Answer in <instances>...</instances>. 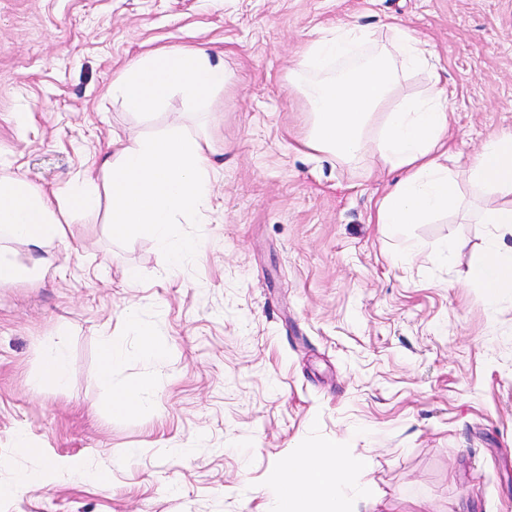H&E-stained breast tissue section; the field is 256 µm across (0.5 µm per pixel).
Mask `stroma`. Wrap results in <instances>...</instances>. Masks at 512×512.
I'll list each match as a JSON object with an SVG mask.
<instances>
[{"label":"stroma","instance_id":"35a3bbf8","mask_svg":"<svg viewBox=\"0 0 512 512\" xmlns=\"http://www.w3.org/2000/svg\"><path fill=\"white\" fill-rule=\"evenodd\" d=\"M344 22L431 43L454 171L512 132V0H0V169L45 191L98 170L113 131L203 130L175 93L123 111L112 82L142 56L201 48L233 75L203 130L213 207L175 227L193 257L112 238L102 208L70 217L50 268L12 248L31 276L0 286V512H276L266 486L328 443L362 462L352 512H512V293L469 278L478 190L393 234L374 216L397 173L298 148L292 60ZM140 326L163 356L141 357ZM52 346L60 386L38 380ZM140 381L141 411L108 407Z\"/></svg>","mask_w":512,"mask_h":512}]
</instances>
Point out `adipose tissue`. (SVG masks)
<instances>
[{
    "label": "adipose tissue",
    "mask_w": 512,
    "mask_h": 512,
    "mask_svg": "<svg viewBox=\"0 0 512 512\" xmlns=\"http://www.w3.org/2000/svg\"><path fill=\"white\" fill-rule=\"evenodd\" d=\"M432 55L429 44L405 26L394 25L389 40L382 42L357 24L343 23L310 40L291 71L292 85L309 112L304 147L340 161L369 152L400 172L376 209L377 223L393 230L462 207L448 165L449 99L438 69L430 65ZM411 70L427 73L429 90L399 97ZM228 81L223 61L193 48H169L126 69L113 82L112 93L125 112L147 116L171 91L200 107ZM112 142L113 153L101 162V184L87 175L48 193L0 173V241L29 251L64 242L65 211L93 210L104 195L110 200L113 237L145 229L165 261L179 265L188 260L193 249L173 227L210 211L215 150L204 136L177 125L153 136L116 135ZM466 174L482 198L473 218L491 227L470 277L487 299L495 300L512 289V134L490 136ZM359 467L335 445L311 448L267 492L279 512H347L345 488Z\"/></svg>",
    "instance_id": "ef3b65f1"
}]
</instances>
